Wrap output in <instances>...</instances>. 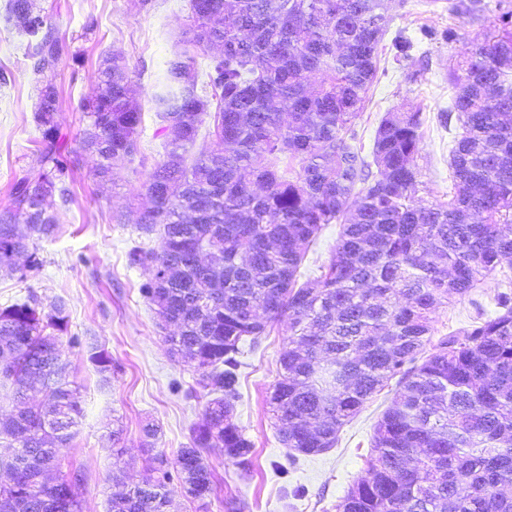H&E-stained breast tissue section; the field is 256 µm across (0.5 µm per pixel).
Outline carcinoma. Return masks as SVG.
<instances>
[{
	"mask_svg": "<svg viewBox=\"0 0 512 512\" xmlns=\"http://www.w3.org/2000/svg\"><path fill=\"white\" fill-rule=\"evenodd\" d=\"M191 23L168 62L154 102L168 140L166 158L143 184L139 215L159 244L128 253L147 266L141 295L178 333L171 353L194 365L216 394L173 459L152 457L148 473L110 500V512H168L176 479L197 501L212 492L207 448L244 463L252 444L232 415L240 399V343L260 344L288 317L269 396L281 444L304 455L336 445L341 428L397 379L400 395L374 426L368 476L336 512H512V291L485 315L471 297L478 281L512 265V3L497 0L484 39L466 51L463 75L449 73L452 105L437 114L462 133L451 150L453 195L419 198L422 113L392 109L375 132L372 161L351 141L377 79L379 48L390 29L381 0H189ZM485 0H448V14L479 21ZM7 20L39 38L34 71L65 53L33 0H9ZM217 48L205 71L200 50ZM393 60L410 58L411 39L392 40ZM322 76L317 88L311 78ZM98 92L82 105L89 119L79 149L97 178L138 152L143 116L125 59L103 60ZM56 86L45 81L36 113L37 166L0 209V272L38 265L30 236H51L46 209L69 176L65 136L55 115ZM213 115L209 151L187 164L204 117ZM287 157L299 169L280 170ZM341 225L315 284L298 283L310 242ZM469 298L470 325L431 344L433 315ZM66 302L44 308L30 294L0 308V388L13 411L0 416V459L10 512H81L83 476L62 471V449L83 414L79 387L60 353ZM432 352L424 355L427 346ZM35 387L43 402L27 404Z\"/></svg>",
	"mask_w": 512,
	"mask_h": 512,
	"instance_id": "cac0c4a2",
	"label": "carcinoma"
}]
</instances>
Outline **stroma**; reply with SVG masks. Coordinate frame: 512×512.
<instances>
[{
	"mask_svg": "<svg viewBox=\"0 0 512 512\" xmlns=\"http://www.w3.org/2000/svg\"><path fill=\"white\" fill-rule=\"evenodd\" d=\"M8 0H0V207L9 204L11 185L35 166L41 133L35 120L38 90L44 78L28 57L35 40L5 21ZM68 53L52 79L59 91L56 121L68 150H76L88 124L80 110L97 92L95 73L103 59L122 54L137 90L143 113L139 152L102 182L90 173L91 163L78 158L67 180L68 197L53 194L50 211L59 224L49 238H32L39 265L0 275V308L37 294L43 304L56 298L67 303L68 341L62 359L70 378L80 387L83 417L64 454L85 482L78 490L82 512H108L114 488L113 469L122 467L128 483L140 480L147 466L141 428L160 425L156 452L175 456L189 443L210 395L198 383L191 364L170 352L168 336L156 310L139 287L149 274L130 265L128 253L152 248L157 234H144L136 224L137 195L153 166L163 160L167 140L152 96L160 91L166 63L180 48L189 16V0H34ZM391 17V33L412 40L413 62L428 60L427 68L406 80L393 61L390 41L380 46V69L365 108L355 121L356 145L370 155L381 116L403 105L420 108L422 151L419 164L426 188L424 203L445 202L451 196L450 151L455 131L439 126L437 113L451 106L448 70L465 48L481 40L482 21L454 19L438 0H382ZM455 28L458 38L448 44L436 32ZM290 331L280 320L257 347L243 345L239 357V390L235 421L252 442L247 465L227 459L223 449L210 448L204 457L214 469L217 485L206 503L190 502L178 482L168 486L169 512H336V505L359 478L366 476L373 428L398 398L389 382L339 433L335 447L289 459L278 440L267 397L279 366L278 353ZM80 344H71V337ZM112 358V373L102 377L92 364V349ZM122 425L123 439L113 444V424Z\"/></svg>",
	"mask_w": 512,
	"mask_h": 512,
	"instance_id": "35a3bbf8",
	"label": "stroma"
}]
</instances>
